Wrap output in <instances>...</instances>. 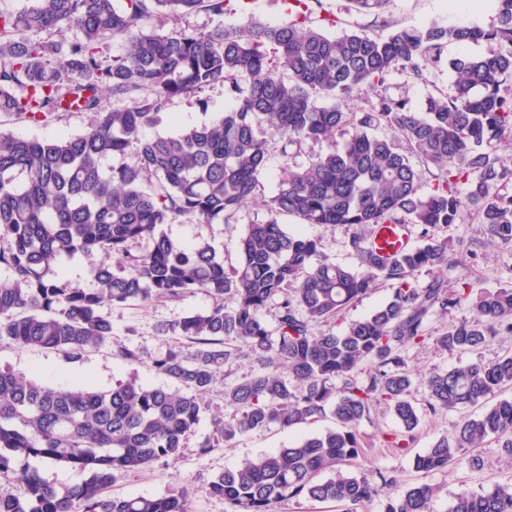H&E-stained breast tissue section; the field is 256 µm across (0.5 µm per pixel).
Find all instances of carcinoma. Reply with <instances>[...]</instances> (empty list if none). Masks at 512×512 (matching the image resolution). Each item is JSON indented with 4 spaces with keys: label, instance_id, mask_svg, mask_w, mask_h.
<instances>
[{
    "label": "carcinoma",
    "instance_id": "carcinoma-1",
    "mask_svg": "<svg viewBox=\"0 0 512 512\" xmlns=\"http://www.w3.org/2000/svg\"><path fill=\"white\" fill-rule=\"evenodd\" d=\"M232 0H21L0 8V113L39 125L56 112L95 114L85 132L55 139L21 138L0 131V341L55 350L78 361L113 344V355L151 367L177 384L152 387L135 379L109 390L65 389L0 369V475L21 473L24 495L0 493V512H189L185 496H108L117 474L147 468L178 455L201 415L203 395L224 367L244 354L256 367L243 381L224 386L233 422L212 416V434L200 451L228 446L246 432L314 422L332 408L336 427L257 456L208 483V492L237 512H277L289 500L334 504L360 512L394 477L380 483L342 472L361 453L360 423L374 404L388 402L409 438L421 421L408 398L411 378L402 348L426 339L432 310L468 305L475 318L454 325L436 343L476 351L500 334L512 336V289L473 294L470 283L450 291L442 274L466 262L434 230L457 222L470 206L492 242L512 243V166L495 153L512 135V0H495L490 28L431 24L386 37L364 31L331 34L336 20L300 15L277 26L207 33L148 29L153 12L179 17L204 8L222 15ZM355 11L378 15L388 0H349ZM47 32L59 40L34 41ZM124 54L105 63L113 39ZM479 41L498 49L461 56L451 93L437 91L420 111L383 87L393 71L425 80L448 45ZM224 84L228 106L210 122L174 135L147 136L167 102ZM359 110L349 101L367 90ZM112 99L102 103L103 93ZM356 127L340 150L287 164L265 205L270 218L247 226L241 261L227 271L207 240L172 241L161 227L180 217L229 224L254 198L268 159L267 133H278L282 157L302 153L308 140L331 139ZM387 126L401 141L380 138ZM135 145L134 158L117 166ZM433 166L434 189L420 194L422 168ZM303 224L352 229L355 267L330 261L320 241L284 231L280 215ZM376 224L421 227L422 243L395 254L369 244ZM118 256L93 269L97 288L65 280L59 260L75 254ZM432 279L424 286L415 274ZM393 284L391 298L340 332L317 335L312 325L339 320L377 281ZM204 292L213 305L165 324L178 340L145 356L112 343L105 309L130 302L178 300ZM230 299L234 306H224ZM276 303L277 325L261 318ZM371 365L361 381L356 371ZM512 386V353L491 363L434 372L426 378L431 412L475 405ZM493 436L512 456V398L498 399L455 433L416 456L414 468L431 472L460 460L467 448ZM31 458L79 468L87 479L62 491L25 468ZM434 488L421 484L389 496L384 512H428ZM449 512H512V485L475 493L462 490Z\"/></svg>",
    "mask_w": 512,
    "mask_h": 512
}]
</instances>
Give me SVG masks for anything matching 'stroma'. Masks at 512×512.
<instances>
[{
    "label": "stroma",
    "mask_w": 512,
    "mask_h": 512,
    "mask_svg": "<svg viewBox=\"0 0 512 512\" xmlns=\"http://www.w3.org/2000/svg\"><path fill=\"white\" fill-rule=\"evenodd\" d=\"M316 14L336 19L338 29L362 30L379 36L401 28H419L436 22L442 25L471 24L489 27L495 19L494 0H456L455 7H447L445 0H388L382 13L377 15L356 12L349 0H321ZM283 0H257L252 10L215 15L205 10L191 12L176 26L186 32L208 31L217 26L245 28L258 19L269 25L285 21ZM150 26L168 30L174 24L151 18ZM486 42L449 45L445 59L429 66L426 80L420 81L399 72L390 73L385 81L391 92L402 96L412 108H421L430 93L449 91L455 75L449 69L448 59L461 55H482L489 51ZM226 104L223 84L206 87L190 98L173 99L167 106L169 120L149 127V134L176 131L177 127L198 125L222 112ZM92 115L88 112L69 111L53 114L47 122L34 125L0 114V130L23 138H51L61 134H78L88 129ZM280 137L270 134L268 162L258 178L255 190L257 200L243 208L231 224H201L180 218L164 225V232L175 242L187 244L198 239L211 242L224 258L225 269L236 267L240 261V240L251 224L265 222L268 214L262 205L264 198L274 192L283 158L279 152ZM279 222L289 233L301 232L319 239L322 252L332 261L352 266L356 259L349 246V231L339 225L324 228L299 223L296 217L280 216ZM439 238L449 245H462L468 252L465 266L445 271L449 284L458 279L470 281L474 288H512V244L490 242L485 227L475 220L472 211H463L458 222L439 231ZM211 298L202 292L189 294L176 301H153L144 305L131 303L109 308L115 341L139 348L155 355L171 344L169 337L160 335L158 328L173 323L191 312L208 310ZM469 307L449 309L448 313L433 312L425 320L427 338L424 343L407 346L402 356L411 375L409 398L422 413L421 422L407 447L388 445L389 434L400 432L401 427L386 404L373 407L368 419L359 427L362 453L349 466L350 474L376 480L384 472L397 479L395 493L428 484L436 494L430 503V512H448L453 496L460 490L481 491L492 484H512V460L508 459L497 439H486L480 447L466 449L462 460L447 469L422 473L414 468L416 455L432 448L441 437L453 434L463 419L481 413V406L459 407L428 413V391L424 380L430 373L464 366L477 360L491 362L512 351V338L497 337L481 349L471 352L444 349L435 343L436 337L445 335L452 325L472 320ZM0 368L42 378L53 384L83 386L96 389L111 388L116 382L132 378L150 386H165L169 380L153 370L149 363L130 364L115 358L111 346L105 345L86 352L81 360L71 361L63 354L40 349L20 348L11 343L0 344ZM212 415L204 413L189 437L187 446L173 459L154 464L144 471L120 474L110 493L114 496H160L173 490L184 491L190 512H235L234 507L221 498L211 496L209 481L217 474L235 469L245 461L261 454H269L304 438L313 437L335 427L333 416L298 428L254 430L237 437L230 446L199 452L198 442L212 430Z\"/></svg>",
    "instance_id": "35a3bbf8"
}]
</instances>
